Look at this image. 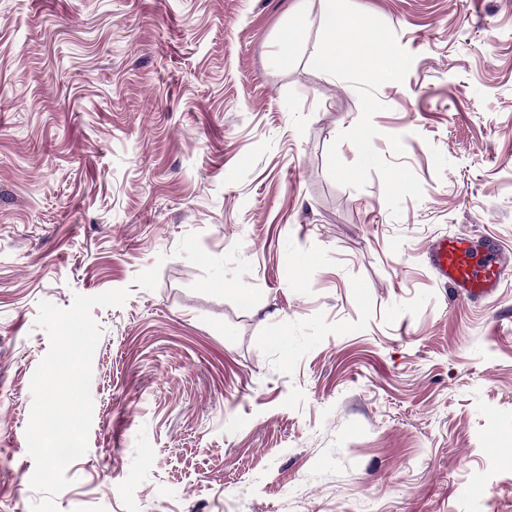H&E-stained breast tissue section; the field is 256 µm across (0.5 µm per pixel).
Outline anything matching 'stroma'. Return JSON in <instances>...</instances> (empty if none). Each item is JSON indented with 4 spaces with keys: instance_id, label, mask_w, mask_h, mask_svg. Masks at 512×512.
Returning a JSON list of instances; mask_svg holds the SVG:
<instances>
[{
    "instance_id": "35a3bbf8",
    "label": "stroma",
    "mask_w": 512,
    "mask_h": 512,
    "mask_svg": "<svg viewBox=\"0 0 512 512\" xmlns=\"http://www.w3.org/2000/svg\"><path fill=\"white\" fill-rule=\"evenodd\" d=\"M354 4L415 56L397 218L328 173L361 104L319 0H0V512L41 498L40 301L123 288L60 512H512V265L463 303L427 261L512 254V0Z\"/></svg>"
}]
</instances>
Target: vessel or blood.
<instances>
[{
    "label": "vessel or blood",
    "instance_id": "1",
    "mask_svg": "<svg viewBox=\"0 0 512 512\" xmlns=\"http://www.w3.org/2000/svg\"><path fill=\"white\" fill-rule=\"evenodd\" d=\"M506 256L496 244H482L451 234L438 239L428 252V262L439 280L462 301L475 302L497 291Z\"/></svg>",
    "mask_w": 512,
    "mask_h": 512
}]
</instances>
